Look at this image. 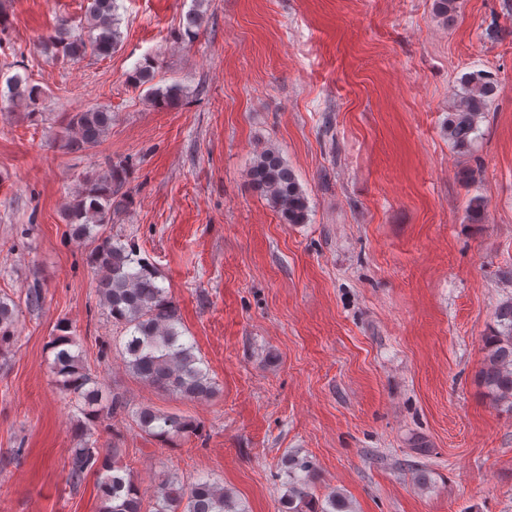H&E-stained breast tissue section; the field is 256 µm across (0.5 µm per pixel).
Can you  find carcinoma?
Masks as SVG:
<instances>
[{
  "mask_svg": "<svg viewBox=\"0 0 512 512\" xmlns=\"http://www.w3.org/2000/svg\"><path fill=\"white\" fill-rule=\"evenodd\" d=\"M117 0H90L84 18L87 37L74 38L61 23L44 46L69 61H79L87 54L110 57L120 45L117 29ZM156 61L147 58L135 67L130 82L147 88L146 95L159 108L179 103L182 89L177 84L166 87L154 83ZM462 93L455 109L448 113V140L462 151L470 150L478 123L489 100L498 90L484 73H467L460 80ZM41 91L29 77L18 73L6 78L0 99L8 107L22 106L36 111ZM112 130V112L90 106L69 114L61 139L64 146L91 150L100 146ZM254 188L280 215L285 224H304L309 202L293 169L280 153L263 150L250 170ZM127 178V167L118 162L101 175L87 179L70 198L64 211L69 233L76 240L96 243L92 264L99 305L108 311L112 322L124 333L121 357L125 368L141 381L181 400H201L215 395L217 383L203 359L196 354V343L179 330L181 321L169 289L158 280L156 272L140 257L137 246L107 234L106 226L121 212L115 203ZM487 200L472 196L467 203L471 223H482ZM17 304L0 297V350L6 351L15 340ZM496 327L484 337L485 356L478 371V383L496 406L512 411V298L496 309ZM79 341L71 326L59 325V335L51 341L54 351L51 370L57 385L68 394L71 403L84 416L79 422L77 447L70 449L68 480L77 484L86 473L104 474L98 483L99 512H142L139 487L130 478L118 448H97L93 442L94 426L102 412H126L119 398H103L102 383L85 364ZM131 419L145 434L160 441L186 436L197 430L194 421L174 413H161L142 406L131 412ZM307 479L295 478L287 484L284 504L288 512H330L341 508L336 496L328 498L329 508L317 507L306 490ZM153 512H245L224 486L205 476L190 482L177 473H169L155 487Z\"/></svg>",
  "mask_w": 512,
  "mask_h": 512,
  "instance_id": "carcinoma-1",
  "label": "carcinoma"
}]
</instances>
